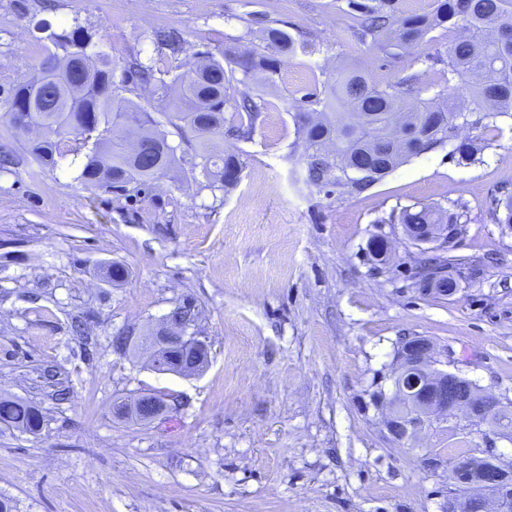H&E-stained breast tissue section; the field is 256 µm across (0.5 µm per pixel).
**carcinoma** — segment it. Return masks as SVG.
Returning a JSON list of instances; mask_svg holds the SVG:
<instances>
[{"label":"carcinoma","mask_w":512,"mask_h":512,"mask_svg":"<svg viewBox=\"0 0 512 512\" xmlns=\"http://www.w3.org/2000/svg\"><path fill=\"white\" fill-rule=\"evenodd\" d=\"M388 0L368 5L349 0L358 16L357 37L386 52L410 50L436 27L451 32L447 82L457 79L461 91H438L422 100L415 90L418 75L408 74L384 87L365 73L348 70L321 93L307 95L295 113L297 139L305 162L304 182L322 191L362 193L409 159L438 145L453 143L458 161L475 160L473 143L458 136L455 116L467 125L488 128L498 118L512 117V0H440L430 14L395 19ZM53 46L71 47L64 56L49 50L39 67L0 83V100L24 105L33 125L13 128L27 135L26 146L37 160L54 167L71 156L82 158L78 179L92 189L127 190L145 186L175 169L184 157L168 143L153 115L118 93L121 82H140L169 102L174 118L194 134L198 166L209 183L227 189L238 179V156L213 147L215 138L246 140L254 132L267 102L259 94L233 90V82L256 80L272 87L281 65L296 52L295 41L283 30L268 27L263 40L272 52L257 50L223 54L221 62L208 53L195 68L165 79L169 70L151 59L120 58L99 47L88 51L91 38L78 28L47 36ZM231 63L243 74L235 80ZM494 220L512 224V194L492 207ZM403 224H451V217L432 206L405 210ZM42 411L27 400L0 396V425L38 433Z\"/></svg>","instance_id":"cac0c4a2"}]
</instances>
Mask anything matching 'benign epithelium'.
<instances>
[{
  "label": "benign epithelium",
  "mask_w": 512,
  "mask_h": 512,
  "mask_svg": "<svg viewBox=\"0 0 512 512\" xmlns=\"http://www.w3.org/2000/svg\"><path fill=\"white\" fill-rule=\"evenodd\" d=\"M404 233L416 246L438 242L444 245L453 237L446 224H428L421 234L410 226L404 228ZM112 346L123 354L142 347L160 369L168 368L171 352L190 350L196 360L183 368V374L188 376L201 372L198 356L209 353L207 340L198 333L194 321L176 330L162 325L146 336H116ZM435 355L433 342L419 336L405 339L397 348L393 391L384 399L385 426L395 440H409L437 421L462 419L470 426L492 424L495 416L512 412V403L506 404L498 396L473 387L464 395H457L454 386L466 383V379L433 368ZM133 405L144 423L155 421L171 408L169 398L155 394L140 395ZM448 484V512H471L476 503L483 512H512V456L498 452L492 445L476 458H460L448 470Z\"/></svg>",
  "instance_id": "benign-epithelium-1"
}]
</instances>
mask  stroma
<instances>
[{"label": "stroma", "mask_w": 512, "mask_h": 512, "mask_svg": "<svg viewBox=\"0 0 512 512\" xmlns=\"http://www.w3.org/2000/svg\"><path fill=\"white\" fill-rule=\"evenodd\" d=\"M42 20L180 73L206 52L263 48L266 26L299 47L251 139L223 142L242 167L227 191L190 152L177 176L91 190L69 160L41 165L0 118V155L13 158L0 169V394L44 414L36 435L0 426V501L12 512H446L450 462L489 445L512 455L493 427L452 421L394 442L375 404L407 336L429 337L445 370L512 402V229L491 216L512 194V118L464 129L471 164L439 148L352 195L308 189L296 141L301 97L339 69L380 86L410 73L423 88L443 83L428 59L445 55L447 31L388 56L357 38L346 0H0V79L42 61ZM158 29L178 31L182 51L152 42ZM120 93L179 143L165 102L140 86ZM423 204L461 227L449 298L415 278L428 253L400 216ZM379 238L392 243L383 265L369 255ZM113 263L122 282L100 275ZM186 299L209 343L200 374L114 351V337ZM142 393L178 406L149 424L113 417V403Z\"/></svg>", "instance_id": "stroma-1"}]
</instances>
